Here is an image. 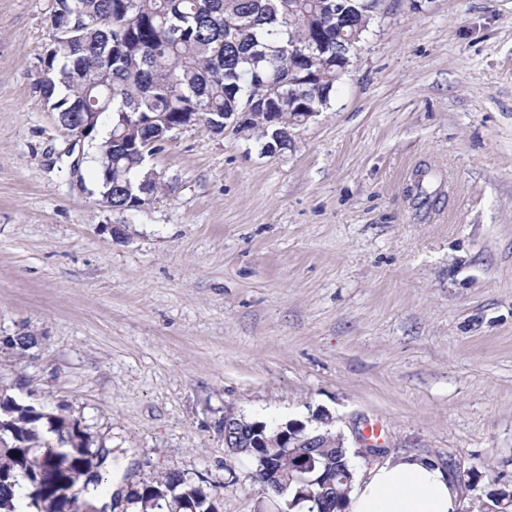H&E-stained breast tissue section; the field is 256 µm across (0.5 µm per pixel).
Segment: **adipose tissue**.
Returning <instances> with one entry per match:
<instances>
[{
  "instance_id": "obj_1",
  "label": "adipose tissue",
  "mask_w": 512,
  "mask_h": 512,
  "mask_svg": "<svg viewBox=\"0 0 512 512\" xmlns=\"http://www.w3.org/2000/svg\"><path fill=\"white\" fill-rule=\"evenodd\" d=\"M349 512H459L460 495L444 470L421 455L389 458L360 478Z\"/></svg>"
}]
</instances>
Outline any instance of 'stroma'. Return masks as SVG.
Returning a JSON list of instances; mask_svg holds the SVG:
<instances>
[{
  "mask_svg": "<svg viewBox=\"0 0 512 512\" xmlns=\"http://www.w3.org/2000/svg\"><path fill=\"white\" fill-rule=\"evenodd\" d=\"M52 7L0 0V394L108 449L112 512L174 471L277 512L228 411L377 432L457 471L461 512L511 492L512 0H380L290 150L173 132L125 213L35 92Z\"/></svg>",
  "mask_w": 512,
  "mask_h": 512,
  "instance_id": "stroma-1",
  "label": "stroma"
}]
</instances>
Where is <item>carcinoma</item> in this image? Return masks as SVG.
<instances>
[{
    "mask_svg": "<svg viewBox=\"0 0 512 512\" xmlns=\"http://www.w3.org/2000/svg\"><path fill=\"white\" fill-rule=\"evenodd\" d=\"M51 28H70L49 42L35 92L67 130L111 118L109 135L96 145L99 193L116 210L138 209L139 200L164 191L147 158L161 150L175 124H196L216 134L274 141L265 113L306 105L326 108L336 91V4L349 17L348 43L370 24L363 0H56ZM297 45L312 59L310 72L331 79L305 89L288 54ZM236 118L231 125L229 116ZM38 343L29 331L10 348L24 355ZM56 446L42 447V426ZM81 423L63 413H46L0 394V512H17L28 500L36 512H87L81 499L102 480L108 452L91 448ZM342 470L337 484L346 498L355 480L348 451L331 449L316 459L311 477ZM317 484L290 481L288 491L263 493L281 502V512L308 502ZM205 480L177 473L142 483L132 498L139 512H217Z\"/></svg>",
    "mask_w": 512,
    "mask_h": 512,
    "instance_id": "1",
    "label": "carcinoma"
}]
</instances>
